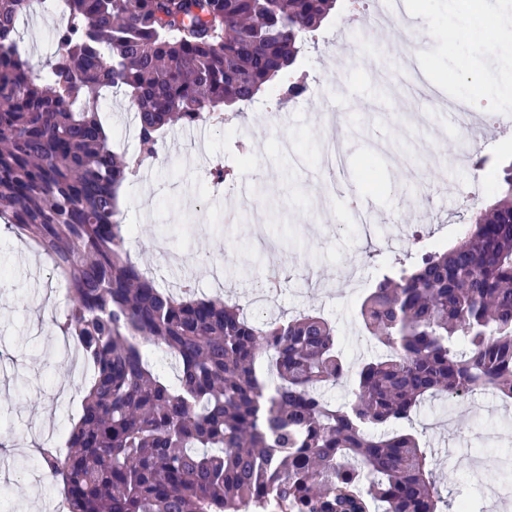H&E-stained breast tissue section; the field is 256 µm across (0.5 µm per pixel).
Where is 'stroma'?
Wrapping results in <instances>:
<instances>
[{"label": "stroma", "instance_id": "1", "mask_svg": "<svg viewBox=\"0 0 512 512\" xmlns=\"http://www.w3.org/2000/svg\"><path fill=\"white\" fill-rule=\"evenodd\" d=\"M351 2L337 0L335 14L305 49L308 89L286 103L284 117L228 112L223 123H202L191 132L168 128L162 162L141 167L125 182L119 206L132 256L166 288L189 282L200 294L248 303L265 262L253 243L260 237L274 241L286 264L273 304L257 320L320 314L335 326L343 356L354 367L379 352L357 322L360 299L412 253L414 233L425 245H448L494 201L493 177L512 164V115L491 101H476L493 124L473 149L471 167L452 165L450 155L465 145L458 128L426 101L417 107L431 113V127L410 126L399 116L396 88L382 80L402 66L405 43L387 55H350L359 28ZM63 21L62 10L36 6L22 24L19 44L33 72L55 53L53 32ZM413 28L435 32L414 54L425 81L444 97L472 94L469 74L477 67L512 78V56L476 54L478 38L492 46L495 33L457 26L448 0H414ZM332 101L342 102L350 117L344 139L349 194L322 199L317 188L331 174L319 161L320 118ZM102 119L114 150L134 152L129 101L108 95ZM284 138L304 156L305 167L281 150ZM219 159L236 168L245 192L212 186L210 169ZM360 199L378 219L369 238L354 229L351 205ZM67 305L65 286L48 258L0 226V498L11 512L22 506L50 512L59 497L52 482L33 483L38 455L25 446L59 439L81 412L83 358L60 357L63 339L55 326ZM415 427L442 478L443 499L473 504L477 512H512V499L491 493L512 485L511 400L485 391L453 409L431 399ZM477 468L479 481L472 476Z\"/></svg>", "mask_w": 512, "mask_h": 512}]
</instances>
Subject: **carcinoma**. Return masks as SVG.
I'll return each mask as SVG.
<instances>
[{
    "label": "carcinoma",
    "instance_id": "obj_1",
    "mask_svg": "<svg viewBox=\"0 0 512 512\" xmlns=\"http://www.w3.org/2000/svg\"><path fill=\"white\" fill-rule=\"evenodd\" d=\"M336 2L63 0L35 75L17 47L33 0H0V221L51 258L69 299L57 328L93 368L67 453L40 446L66 512H443L404 424L439 394L512 399V166L454 244L376 281L358 315L387 353L353 371L322 316L259 325L132 261L127 169L158 158L172 124L236 112L270 85L305 92L304 38ZM109 89L135 108L129 158L100 119ZM343 379L337 406L322 389Z\"/></svg>",
    "mask_w": 512,
    "mask_h": 512
}]
</instances>
